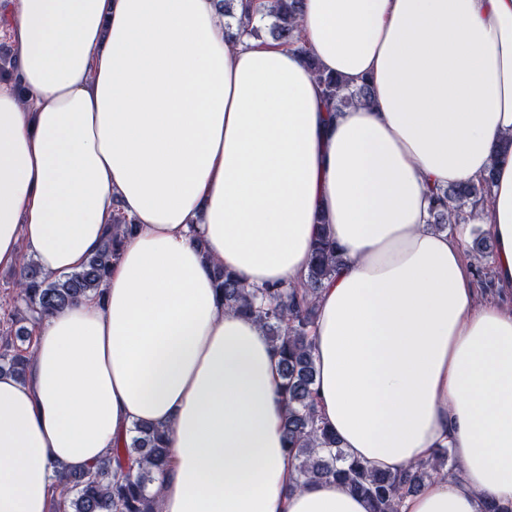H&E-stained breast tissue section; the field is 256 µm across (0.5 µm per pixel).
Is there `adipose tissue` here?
<instances>
[{
	"label": "adipose tissue",
	"instance_id": "obj_1",
	"mask_svg": "<svg viewBox=\"0 0 512 512\" xmlns=\"http://www.w3.org/2000/svg\"><path fill=\"white\" fill-rule=\"evenodd\" d=\"M219 3L0 13V267L67 274L113 210L138 226L102 295L39 321L25 380L0 373V512H47L141 422L169 433L161 512H368L295 485L272 344L208 269L300 283L322 228L344 262L317 298V406L342 448L390 472L452 448L458 478L401 512L512 502V308L478 301L468 231L435 229L428 192L493 174L470 214L512 291V0H302L304 55L230 41ZM309 55L371 100L328 111ZM0 79L9 77L15 69L16 59L4 55L16 56L17 46L6 27H0Z\"/></svg>",
	"mask_w": 512,
	"mask_h": 512
}]
</instances>
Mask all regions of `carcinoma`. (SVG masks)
Returning <instances> with one entry per match:
<instances>
[{
	"label": "carcinoma",
	"mask_w": 512,
	"mask_h": 512,
	"mask_svg": "<svg viewBox=\"0 0 512 512\" xmlns=\"http://www.w3.org/2000/svg\"><path fill=\"white\" fill-rule=\"evenodd\" d=\"M222 2L224 15L236 18L235 38L259 36L260 28L253 14L245 10L237 17L235 0ZM300 3L301 0H264L259 12L261 18L271 19L273 40L303 53L298 30ZM307 63L336 108L370 100L369 85L347 89L342 80L325 74L312 58H307ZM492 188L490 173L477 183L438 189L433 193L430 223L440 230L452 223H464L465 208L486 198ZM136 231L137 224L132 219L118 214L112 217V228L101 247L80 270L53 277L44 274L32 261L22 266L13 283L10 308L0 314V372H9L21 380L26 378L30 347L24 348L22 344L31 342L30 326L83 296L102 293L112 263L118 259L126 239ZM472 250L484 262V270L495 264L494 246L487 236L476 237ZM342 262V255L323 228L313 242L306 278L299 284L249 289L222 266H213L212 273L224 306L257 320L278 356L287 406L283 431L297 479L335 480L364 497L370 512H400L404 495L417 491L434 476L454 474L456 465L450 451L440 448L430 460L410 464L397 473L378 469L352 457L319 417L310 328L316 319L320 290ZM130 460L138 464L134 476L122 471V463ZM168 462L166 431L152 424L137 423L124 447L114 449L88 471L68 475L60 485L52 486V506L55 512H159L158 491L152 487Z\"/></svg>",
	"instance_id": "1"
}]
</instances>
